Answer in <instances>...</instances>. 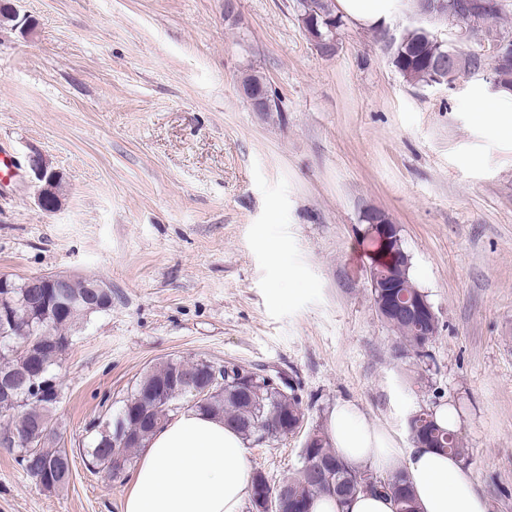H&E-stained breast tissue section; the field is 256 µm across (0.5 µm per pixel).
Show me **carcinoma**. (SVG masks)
<instances>
[{
    "label": "carcinoma",
    "instance_id": "cac0c4a2",
    "mask_svg": "<svg viewBox=\"0 0 512 512\" xmlns=\"http://www.w3.org/2000/svg\"><path fill=\"white\" fill-rule=\"evenodd\" d=\"M443 47L439 43L426 36L417 28H406L398 38L396 44L388 51L390 62L395 70L409 83L413 85H426L432 80L430 64L439 60ZM458 69L447 74V82L455 81L457 74L477 68L481 63V57L476 54L457 53ZM32 278L13 280L14 288L11 290L12 301L19 306V311L27 317L25 324L33 333L40 331V322L48 318L53 323L52 334L40 337L45 346L43 360L49 376L56 375V368L60 367L68 348L55 349V343L59 339L74 338L80 331L81 325L88 317L112 310V301L97 304L90 307L77 302L64 309H59L54 295H49L43 300L40 311L28 310L24 307L28 284ZM393 329L398 334L402 347L414 353H419L423 347L425 337L417 335V326L410 320L394 315L391 317ZM0 361L4 362L3 370L6 372L22 371L28 361V357L18 350L13 340V330L10 324L0 322ZM206 369V364L201 360L187 362L181 358H171L162 361L144 373L134 385L130 396L125 400L123 409L141 411L148 416L156 417L165 423L171 417L185 408L183 398L189 395L185 385L197 382L200 374ZM178 374L184 385H175L167 388L166 400L152 406L142 395L141 388L148 387L152 383L161 381L170 374ZM253 389L245 394L238 389L237 380L224 379V385H217L210 396L202 403L194 404V407L213 413L224 418V425L235 430L247 443H254L260 439L262 433L279 431L290 423L304 421L302 400L294 389L287 387L277 390L267 385L263 374L250 372ZM15 402L0 398V410L12 409ZM21 411L15 417H9V430H15L18 438L14 448L19 451L18 465L30 478H35V473L30 467L33 457L38 461L55 467L50 472L51 483L45 485L47 489H55L69 483L72 471L68 470L67 462L69 454L61 448H50L48 443L38 439V436L30 432L33 425L42 423L52 424L54 404L37 399L27 398L17 405ZM412 420L423 430V436L430 439L434 447L451 453L461 460L469 458L468 449L462 441L454 436V431L437 424L432 411H423L412 417ZM117 419L108 418L99 420L94 426L95 435L92 446L86 449L85 459L91 469L110 468L117 462L123 465L130 462L132 445L124 448L115 447L112 444V434L116 428ZM317 444V451L326 457L336 461V489L329 490L319 487L314 482L313 474L300 467L289 478V488L300 491L305 496L306 512H311V504L314 498L320 494H327L345 504L357 494L364 492L362 483L365 476L373 475L375 469L369 467L357 470L345 463L336 450L330 447L328 436L320 431L311 433ZM375 492H382L393 499L396 512H417V504L410 481L403 472H397L388 477V481L373 488Z\"/></svg>",
    "mask_w": 512,
    "mask_h": 512
}]
</instances>
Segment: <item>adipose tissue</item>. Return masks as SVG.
Wrapping results in <instances>:
<instances>
[{"instance_id":"adipose-tissue-1","label":"adipose tissue","mask_w":512,"mask_h":512,"mask_svg":"<svg viewBox=\"0 0 512 512\" xmlns=\"http://www.w3.org/2000/svg\"><path fill=\"white\" fill-rule=\"evenodd\" d=\"M402 0H336L338 13L363 28L387 24ZM328 429L351 466L406 471L420 512H488L470 470L430 448H399L350 402L337 403ZM250 480L245 443L223 419L193 408L172 417L146 441L122 512H241Z\"/></svg>"}]
</instances>
